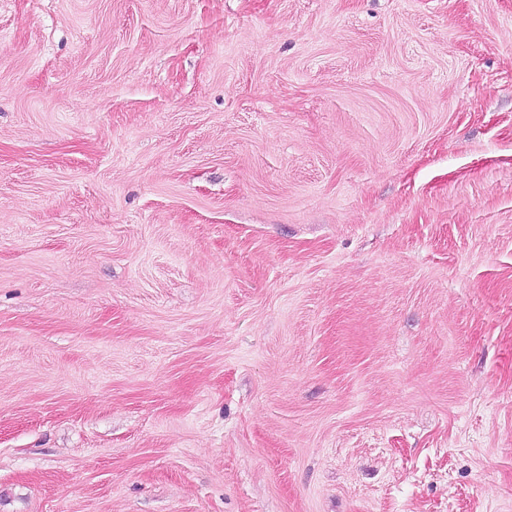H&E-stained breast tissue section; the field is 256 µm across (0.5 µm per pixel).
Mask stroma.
Returning a JSON list of instances; mask_svg holds the SVG:
<instances>
[{"label": "stroma", "mask_w": 512, "mask_h": 512, "mask_svg": "<svg viewBox=\"0 0 512 512\" xmlns=\"http://www.w3.org/2000/svg\"><path fill=\"white\" fill-rule=\"evenodd\" d=\"M0 512H512V0H0Z\"/></svg>", "instance_id": "35a3bbf8"}]
</instances>
